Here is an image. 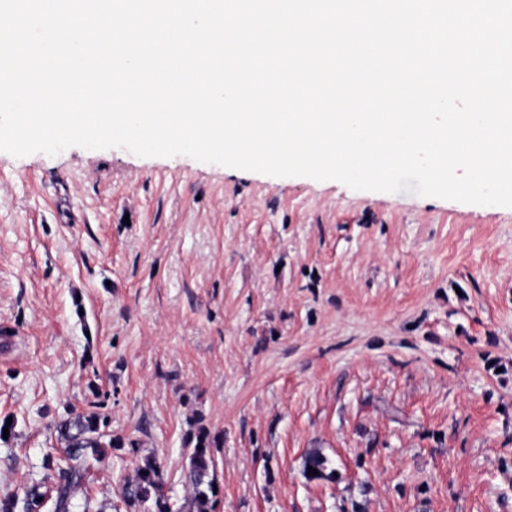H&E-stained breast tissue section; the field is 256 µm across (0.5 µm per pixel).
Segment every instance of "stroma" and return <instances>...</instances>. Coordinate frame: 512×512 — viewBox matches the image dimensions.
I'll return each instance as SVG.
<instances>
[{"mask_svg":"<svg viewBox=\"0 0 512 512\" xmlns=\"http://www.w3.org/2000/svg\"><path fill=\"white\" fill-rule=\"evenodd\" d=\"M91 410L121 446L74 512L147 456L180 507L198 424L215 512H512V208L0 152V494Z\"/></svg>","mask_w":512,"mask_h":512,"instance_id":"1","label":"stroma"}]
</instances>
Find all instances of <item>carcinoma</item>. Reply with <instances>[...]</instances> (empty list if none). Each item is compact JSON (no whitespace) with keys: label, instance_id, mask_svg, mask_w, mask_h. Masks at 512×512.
<instances>
[{"label":"carcinoma","instance_id":"carcinoma-1","mask_svg":"<svg viewBox=\"0 0 512 512\" xmlns=\"http://www.w3.org/2000/svg\"><path fill=\"white\" fill-rule=\"evenodd\" d=\"M107 417L98 412L75 413L56 425L58 440L62 448L57 453H48L42 467L47 471L41 480L26 487L23 495L7 493L0 498V512H73V500L78 493L85 492L88 483L90 461L100 462L108 450L120 447V443L109 438L105 432ZM192 445L185 471V481L192 495L185 512H213L218 493L213 449L219 447V438L211 435L203 425L195 427L189 434ZM327 460L319 453L309 454L304 466L312 467L318 474L308 478L331 479L334 472H326ZM161 463L152 456L142 459L133 477L125 480L121 488V500L128 508L153 502L155 512H172L164 491Z\"/></svg>","mask_w":512,"mask_h":512}]
</instances>
